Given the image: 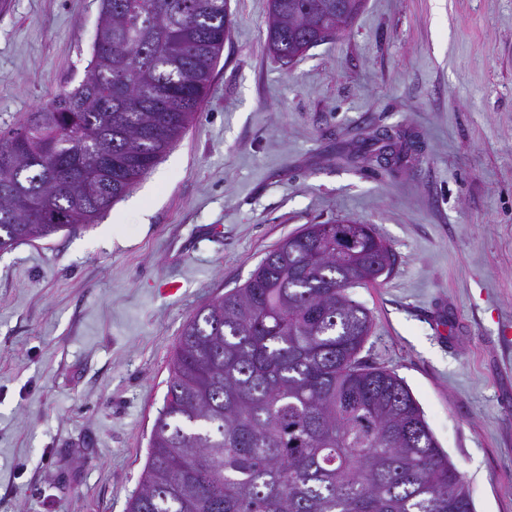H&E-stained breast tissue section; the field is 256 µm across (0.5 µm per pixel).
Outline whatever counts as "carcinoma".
<instances>
[{
	"instance_id": "carcinoma-1",
	"label": "carcinoma",
	"mask_w": 512,
	"mask_h": 512,
	"mask_svg": "<svg viewBox=\"0 0 512 512\" xmlns=\"http://www.w3.org/2000/svg\"><path fill=\"white\" fill-rule=\"evenodd\" d=\"M338 4L270 0V51L334 38ZM230 26L227 0H101L82 83L0 134V251L122 198L194 120ZM379 257L367 224H308L187 321L127 512H473L404 380L359 357L350 289Z\"/></svg>"
}]
</instances>
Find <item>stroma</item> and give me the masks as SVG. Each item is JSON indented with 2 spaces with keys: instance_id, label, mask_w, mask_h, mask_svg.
Here are the masks:
<instances>
[{
  "instance_id": "35a3bbf8",
  "label": "stroma",
  "mask_w": 512,
  "mask_h": 512,
  "mask_svg": "<svg viewBox=\"0 0 512 512\" xmlns=\"http://www.w3.org/2000/svg\"><path fill=\"white\" fill-rule=\"evenodd\" d=\"M100 10L0 0V132L82 82ZM228 10L154 167L97 223L0 252V512H126L184 324L346 218L394 259L352 291L361 358L403 378L475 512H512V0H365L290 62L269 0Z\"/></svg>"
}]
</instances>
